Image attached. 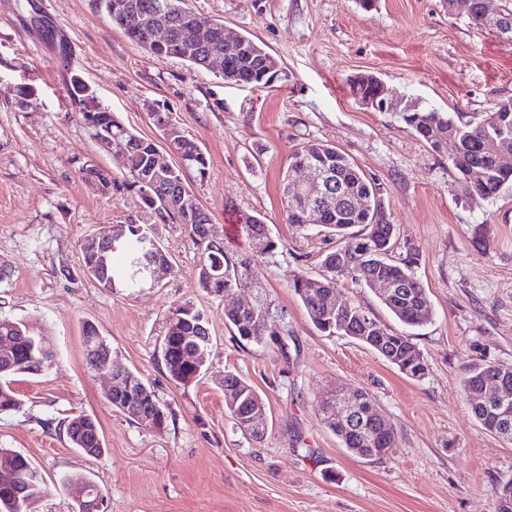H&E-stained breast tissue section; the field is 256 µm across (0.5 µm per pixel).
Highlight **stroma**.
Returning <instances> with one entry per match:
<instances>
[{
    "mask_svg": "<svg viewBox=\"0 0 512 512\" xmlns=\"http://www.w3.org/2000/svg\"><path fill=\"white\" fill-rule=\"evenodd\" d=\"M227 34L260 40L282 73L271 88L225 82L161 59L112 26L94 0H0V318L47 333L54 365L15 376L18 406L0 414V447L31 462L45 494L34 512H76L62 479L80 473L108 493V512H495L512 479V443L472 416L463 381L476 366H512V190L466 198L449 166L399 114L355 101L350 80L372 74L391 93L439 112L480 113L512 100V46L444 0H190ZM79 75L96 105L137 135L162 142L167 114L205 154L183 170L218 235L235 215L263 218L274 253L244 233L229 245L254 258L252 276L287 314L282 345L241 344L224 324L227 298L198 283L200 254L181 224H159L143 205L123 142L102 147L70 94ZM348 155L382 191L396 226L392 256L407 250L431 301L428 322L404 327L367 287L338 278L336 296L370 309L422 353V378L401 373L347 336L310 322L295 276L323 274L339 239L319 224L286 223L282 179L306 142ZM136 220L153 227L172 262L154 288L103 287L83 274L88 235ZM188 303L212 336L201 375L178 386L160 344L167 319ZM154 390L169 420L147 430L105 399L108 380L84 351L86 325ZM233 373L262 396V439L224 405ZM363 391L391 422L380 460L351 454L325 427L326 392ZM95 419L104 451L72 448L64 420Z\"/></svg>",
    "mask_w": 512,
    "mask_h": 512,
    "instance_id": "35a3bbf8",
    "label": "stroma"
}]
</instances>
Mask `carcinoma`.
Returning <instances> with one entry per match:
<instances>
[{
  "instance_id": "obj_1",
  "label": "carcinoma",
  "mask_w": 512,
  "mask_h": 512,
  "mask_svg": "<svg viewBox=\"0 0 512 512\" xmlns=\"http://www.w3.org/2000/svg\"><path fill=\"white\" fill-rule=\"evenodd\" d=\"M182 2L183 0H96V7L106 12L112 25L124 30L126 26L123 12L115 9L117 3H125L147 13L154 12L157 3L167 4L169 13L158 16V21L174 27L179 23L177 8ZM222 27L224 23H214V32L206 39L201 52L224 53V38L217 34V30ZM150 52L159 58H177L198 70L202 69V66L192 61L194 51L175 41L163 48H152ZM229 70L233 73V80L244 83L257 76L255 61L243 56L232 58ZM69 92L74 101L84 103V107L80 109L81 118L96 136H101L110 127L112 133L132 142L127 166L133 179L132 185L140 186V180L156 165V153L151 141L124 127L107 109L87 105L93 94L79 76L71 77ZM401 118L420 140L434 150L440 149L444 141L451 140L456 144V154L450 159V167L456 173L467 197L492 199L512 189V165L501 161L502 154L512 155V112L488 111L473 116L457 112L450 116L446 112L422 110L403 112ZM175 139L184 142V163L196 167L201 174L205 173L207 160L198 152L195 143L181 134L176 135ZM334 156L340 161L338 175L341 181L355 197L366 201L367 205L343 210L336 206V194L328 197V216L324 227L333 230L340 237V245L322 260L325 268L322 278L313 279L307 275H299L294 279L292 288L300 297L310 321L321 332L329 336H347L349 326L354 324V332L361 336H387V350L379 351L383 358L399 369L404 365L408 366V376L419 368L425 372L427 364L411 339L403 334L388 332L364 307L349 303L347 307L334 312L324 308L323 295L336 290L339 277L362 283L370 289L377 281L387 279L397 285L398 290L392 297L380 299V303L400 323L417 327L427 322L431 314L429 295L414 274L416 257L412 249L406 250V256L401 262H392L390 256L396 244V225L390 221L374 223L377 212L382 208L380 187L367 179L349 158L343 157L340 150L327 143L310 142L303 145L294 154L293 164L304 160L320 162L325 159L330 162ZM158 219L164 224H183L189 230L201 250L199 285L205 292L218 295L228 289L242 288H253L257 291L265 314L252 318L234 310L224 311V323L234 328L235 335L257 344L278 341L280 337L288 335L286 315L272 308L271 300L262 293V286L251 277L253 257L229 251L222 243L213 245L202 240L197 228L202 224L212 223V218L201 204H196V209L189 212L180 207L171 212L166 210L158 215ZM238 222L249 238L267 229L263 220L246 213L239 215ZM355 226L360 227V230L352 231ZM152 238V233L146 237L127 230L125 243L105 254L108 278L114 279L113 256L118 252L125 258V277L133 284L142 283V277L149 265L148 259L157 258L170 263L162 247L152 246ZM189 308L191 305L184 304L171 312L164 336V340L168 342V351L162 353V358L169 378L177 385L181 384L180 377L186 378L193 374V367L181 360L180 344V337L188 335V326L182 323V318L188 316ZM17 324V320L0 319V341H15L14 345L0 349L1 413L11 411L17 406L16 393L11 386L12 377L27 373L30 363L41 357V351L52 349L46 336L43 337V343L37 342L33 345L19 337L15 331ZM501 375L512 384L511 367H478L465 378L464 392L473 417L489 432L512 440V432L504 434L493 419L480 412L484 405L492 403L490 399L479 397L483 382ZM224 391L236 394L233 401L226 403L227 411L235 423L253 421L261 412V408L255 403L258 392L241 377L231 373L224 375ZM331 398L332 394L329 393L318 401V409L325 426L341 439L349 452L361 454L360 438L329 420V413L332 411ZM365 421L371 433L376 435L374 447L393 448L394 436L381 430V419L378 415L371 413L366 416ZM98 431L97 422L81 414L71 417L66 425V434L72 447L88 456H99L104 452V448L96 444L95 433ZM26 487L24 497L29 500V504L24 507L16 503L13 490L1 487L0 512H31V505L41 496L43 488L36 479L26 484ZM495 512H512V479L500 485Z\"/></svg>"
}]
</instances>
